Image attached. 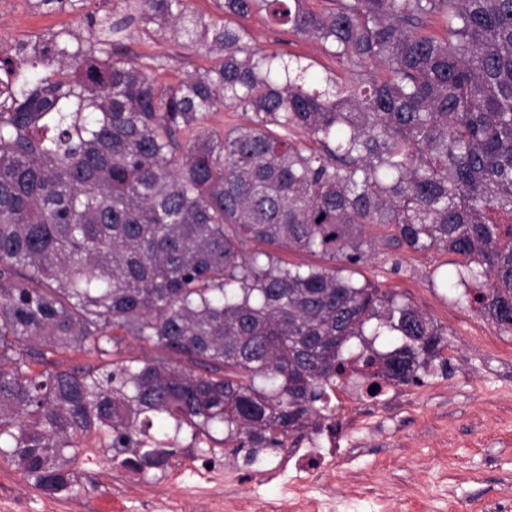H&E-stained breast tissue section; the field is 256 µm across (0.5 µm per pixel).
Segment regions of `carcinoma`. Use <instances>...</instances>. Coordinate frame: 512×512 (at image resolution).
<instances>
[{
    "label": "carcinoma",
    "mask_w": 512,
    "mask_h": 512,
    "mask_svg": "<svg viewBox=\"0 0 512 512\" xmlns=\"http://www.w3.org/2000/svg\"><path fill=\"white\" fill-rule=\"evenodd\" d=\"M122 2L86 15L87 38L60 31L0 59L1 460L70 497L92 433L140 472L174 454L144 447L171 422L274 448L325 410L346 345L386 331L403 344L371 384L419 383L443 331L347 275L372 227L464 257L463 297L512 331V0H216L317 41L350 84L245 46L243 27L187 0ZM134 23L214 65L157 84L116 52ZM224 108L250 124L179 144ZM248 239L325 265L250 255ZM117 328L166 357L30 373L60 351L109 354Z\"/></svg>",
    "instance_id": "1"
}]
</instances>
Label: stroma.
Masks as SVG:
<instances>
[{
    "instance_id": "1",
    "label": "stroma",
    "mask_w": 512,
    "mask_h": 512,
    "mask_svg": "<svg viewBox=\"0 0 512 512\" xmlns=\"http://www.w3.org/2000/svg\"><path fill=\"white\" fill-rule=\"evenodd\" d=\"M26 9L0 14V29L35 38L85 26L94 12L47 10L37 0ZM250 46L308 56L317 80L347 77V70L325 56L318 45L288 33L271 18L256 14L243 22ZM121 52L136 64L157 60L158 82L172 83L184 72L207 66L200 52L171 36L139 33L124 40ZM460 255L416 253L376 242L354 280L372 283L401 296L440 326L445 336L437 357L414 385L417 406L394 413L383 427L351 450L347 469L320 474L310 484L317 496L336 493L335 512H512V333L503 331L476 306L464 301L455 285ZM212 430L210 447L196 449L195 459L178 450L168 469L182 473L179 483L161 482L160 471L129 476L98 450L100 435L72 465L79 481L76 496L63 498L31 487L16 467L0 462V512H113L116 493H123V512H162V499L191 492L210 479L222 488L227 473L241 464L245 449L224 443Z\"/></svg>"
}]
</instances>
